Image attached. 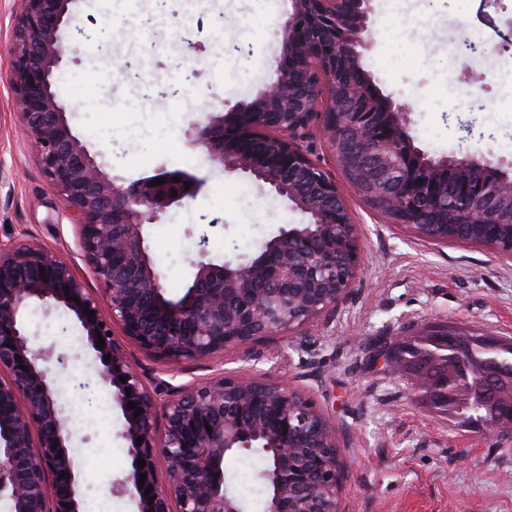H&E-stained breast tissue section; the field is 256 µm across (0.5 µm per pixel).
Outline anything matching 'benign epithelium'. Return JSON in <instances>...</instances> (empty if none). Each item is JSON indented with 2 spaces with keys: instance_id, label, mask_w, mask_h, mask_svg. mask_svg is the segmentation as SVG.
I'll return each mask as SVG.
<instances>
[{
  "instance_id": "benign-epithelium-1",
  "label": "benign epithelium",
  "mask_w": 512,
  "mask_h": 512,
  "mask_svg": "<svg viewBox=\"0 0 512 512\" xmlns=\"http://www.w3.org/2000/svg\"><path fill=\"white\" fill-rule=\"evenodd\" d=\"M74 2L24 0L8 48L10 81L45 175L72 211L100 288L90 293L66 260L41 245L0 248V499L11 502L12 512H81L83 502L81 466L70 452L55 380L25 328L24 313L38 301L73 314L86 348L100 362L98 376L112 387L131 466L109 491L129 497L137 512H244L224 483V458L259 446L274 457L264 467L272 488L268 512H339L345 464L335 434L326 433L325 417L309 399L283 384L224 376L175 387L158 399L110 332L119 326L170 372L184 360L283 335L309 322L320 305L336 307L361 269V243L336 181L303 148L315 122L340 167L360 166L378 196L403 202V224L429 223L448 173H478L479 179L457 184L454 203L467 222L483 224L495 236L498 224L512 222V167L477 152L435 159L415 146L406 108L373 92L362 75L361 50L374 36L369 0H293L280 30L275 82L225 114H205L195 143L217 165L263 182L310 214L320 231L289 224L257 260L215 262L202 249L185 294L168 299L145 227L197 196L205 180L182 170L175 183L161 172L127 185L73 134L54 76L62 67ZM495 3L481 0V19L508 52L512 24L503 31L485 11ZM352 135L372 143L364 156L350 151ZM157 178L163 184L151 185ZM100 337L103 348L97 346ZM504 343L484 338L481 369L470 370L460 355L436 386V404L482 426L487 438L512 434V356L504 355ZM136 409L141 414L134 415ZM139 460L146 463L142 469ZM161 468L163 485L157 481ZM62 472L67 477L60 478Z\"/></svg>"
}]
</instances>
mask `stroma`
I'll return each mask as SVG.
<instances>
[{
    "instance_id": "35a3bbf8",
    "label": "stroma",
    "mask_w": 512,
    "mask_h": 512,
    "mask_svg": "<svg viewBox=\"0 0 512 512\" xmlns=\"http://www.w3.org/2000/svg\"><path fill=\"white\" fill-rule=\"evenodd\" d=\"M480 0H370L374 40L360 65L378 91L408 109L415 144L439 158L465 150L512 164V53L467 50ZM22 0H0V245L35 242L69 260L86 288L98 282L77 247L68 205L45 176L32 135L14 105L8 48ZM78 32L64 41L55 89L72 130L108 173L132 182L161 171L204 178L196 196L148 226L166 296L180 298L207 238L211 259L255 254L288 224L309 217L268 187L215 166L194 145L202 109L228 112L275 78L279 31L291 0H75ZM303 147L335 178L361 233L363 265L336 306L285 336H264L162 375L160 359L122 346L150 392L222 373L287 383L330 422L348 467L340 512H512V437L489 441L474 427L429 411L407 376L373 357L376 340H396L429 323L512 337V259L463 242L433 243L372 211L346 178L319 128ZM29 333L55 379L83 471L84 504L111 495L116 512H136L109 492L130 467L124 419L102 409L107 384L78 326L60 310L32 304ZM68 354L59 365V354ZM259 454L224 461L230 490L255 502Z\"/></svg>"
}]
</instances>
